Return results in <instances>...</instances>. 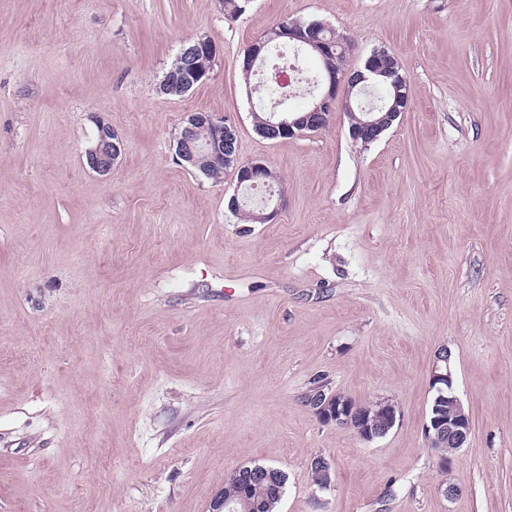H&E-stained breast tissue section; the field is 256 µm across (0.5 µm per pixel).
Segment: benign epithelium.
<instances>
[{
    "label": "benign epithelium",
    "instance_id": "1",
    "mask_svg": "<svg viewBox=\"0 0 512 512\" xmlns=\"http://www.w3.org/2000/svg\"><path fill=\"white\" fill-rule=\"evenodd\" d=\"M288 39L307 53L320 59L323 68V80L318 93L309 103L306 115L296 117L293 114L281 116L275 122L269 123L272 135L275 137L295 138L305 134L315 133L328 126L336 111V104H341L343 111L350 109L349 94L344 88L355 82H370L383 80L394 92V102L389 112L377 117L367 112L350 128L353 141L368 145L380 139L381 135L396 121L405 108L398 103H409L407 80L400 74L398 60L387 53L373 51L365 60L363 67H350L340 73L336 70V53L328 41L319 36V31L311 26L304 27L294 22H278L268 27L261 37L256 39L244 52L243 67L253 68L261 59L268 44L276 39ZM219 48L208 37H201L190 47L182 48L179 54L180 67L170 72L161 84L162 90L172 87L185 94L198 85L207 81L210 74L201 65V60L217 55ZM98 142L87 150L89 166L101 173L108 174L121 154V139L112 125L97 121ZM235 127H227L223 120L210 112L190 113V124L185 127L184 134L176 136V156L186 163L195 165L201 161L214 164L227 158L225 151L233 140ZM237 185L243 186L250 182L263 181L273 183L276 174L266 164L260 161L239 163L235 166ZM432 382H442L447 385L448 406L454 410V415L446 417L442 414L433 415L424 425L425 438L431 448L448 445L456 450L465 447L471 431V419L466 413L454 388L453 373L450 367V354L443 350L438 352L436 365L432 374ZM316 411L321 420L338 425L343 424V408L328 399L315 403ZM364 426L356 432V436L364 441H371L381 436L379 421L370 418V410L361 411ZM243 504L239 496L220 495L210 503V512H239L238 506Z\"/></svg>",
    "mask_w": 512,
    "mask_h": 512
}]
</instances>
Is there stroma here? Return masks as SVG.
<instances>
[{
	"label": "stroma",
	"mask_w": 512,
	"mask_h": 512,
	"mask_svg": "<svg viewBox=\"0 0 512 512\" xmlns=\"http://www.w3.org/2000/svg\"><path fill=\"white\" fill-rule=\"evenodd\" d=\"M311 18L350 65L382 48L410 83L368 147L340 111L294 139L254 129L244 50ZM205 36L210 78L163 94ZM200 111L277 174L273 220L229 212L233 172L176 161ZM100 119L122 138L107 176L85 159ZM443 349L472 419L446 470L423 430ZM317 377L399 422L369 442L323 422ZM254 463L287 476L277 512H512V0H250L234 19L222 0H0V512H208Z\"/></svg>",
	"instance_id": "1"
}]
</instances>
